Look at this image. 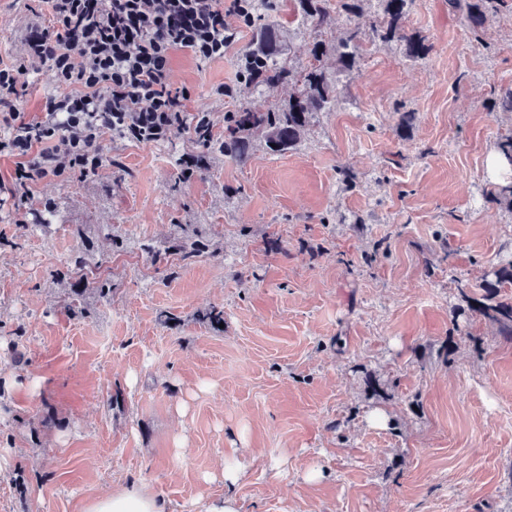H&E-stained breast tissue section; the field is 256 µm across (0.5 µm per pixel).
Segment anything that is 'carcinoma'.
<instances>
[{
    "mask_svg": "<svg viewBox=\"0 0 512 512\" xmlns=\"http://www.w3.org/2000/svg\"><path fill=\"white\" fill-rule=\"evenodd\" d=\"M381 11L370 22L366 30L358 26L349 27L336 41L318 40L310 50V61L296 67L285 57L286 39L283 31L271 23H263L255 38L245 51V58L257 73L249 77L254 86L271 89L286 84L291 94L286 104H273L264 110L245 106L237 112L224 113V141L218 150L224 156L244 165L250 158L255 139L260 138L274 154H284L294 149L311 120L322 112H328L336 98L333 74L323 65V58L331 54L336 57V70L347 71L356 65L360 53L368 47L392 40L404 43L407 57L420 58L428 53L430 44L421 32L408 30L409 6L413 0H381ZM496 0H448V9L461 14L470 32L479 37L488 16L494 10ZM294 11L300 21L311 26L319 35L333 29L334 16L330 0H294ZM74 233L83 239L80 248L70 262L69 309L83 314L82 306L86 293H95L100 298L112 294V284L106 279L94 281L82 275L92 255L93 242L84 237V229L78 225ZM204 246L201 241L188 243L185 238L174 237L164 252L154 251L152 257L177 256L188 260L196 256ZM495 279L483 285V294L476 298L462 293L469 309L478 311L496 324L500 333L512 340V302L499 300L505 288H512V261L500 265L494 271Z\"/></svg>",
    "mask_w": 512,
    "mask_h": 512,
    "instance_id": "cac0c4a2",
    "label": "carcinoma"
}]
</instances>
